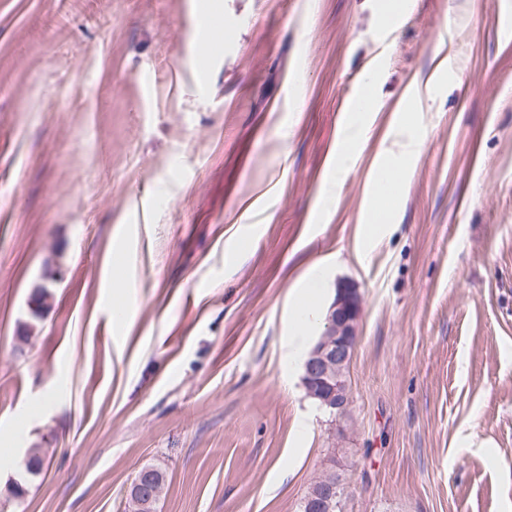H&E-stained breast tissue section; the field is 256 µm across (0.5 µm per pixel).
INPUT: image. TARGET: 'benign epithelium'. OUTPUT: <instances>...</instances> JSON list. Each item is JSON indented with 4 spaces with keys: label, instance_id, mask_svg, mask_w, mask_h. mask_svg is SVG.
<instances>
[{
    "label": "benign epithelium",
    "instance_id": "7a95c632",
    "mask_svg": "<svg viewBox=\"0 0 512 512\" xmlns=\"http://www.w3.org/2000/svg\"><path fill=\"white\" fill-rule=\"evenodd\" d=\"M361 315L357 288L346 285L337 290L325 331L314 343L303 363V384L310 397L333 417L342 416L350 405L348 369L355 351L356 324ZM160 490L153 471L141 469L130 484L129 497L143 509H153ZM344 496L342 477L329 470L315 481L300 502V512H337Z\"/></svg>",
    "mask_w": 512,
    "mask_h": 512
}]
</instances>
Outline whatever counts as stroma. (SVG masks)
<instances>
[{
	"label": "stroma",
	"instance_id": "1",
	"mask_svg": "<svg viewBox=\"0 0 512 512\" xmlns=\"http://www.w3.org/2000/svg\"><path fill=\"white\" fill-rule=\"evenodd\" d=\"M405 2L387 32L383 0H0V484L45 458L12 512H127L150 465L158 512H299L332 467L342 512H512V0ZM203 16L235 26L199 71ZM436 71L370 232L371 163ZM308 274L309 340L338 285L361 299L340 437L288 354ZM369 118L360 114L348 117L342 129L343 142L339 150L336 151L329 170L330 185H335L339 175L356 161L355 148L365 138Z\"/></svg>",
	"mask_w": 512,
	"mask_h": 512
}]
</instances>
